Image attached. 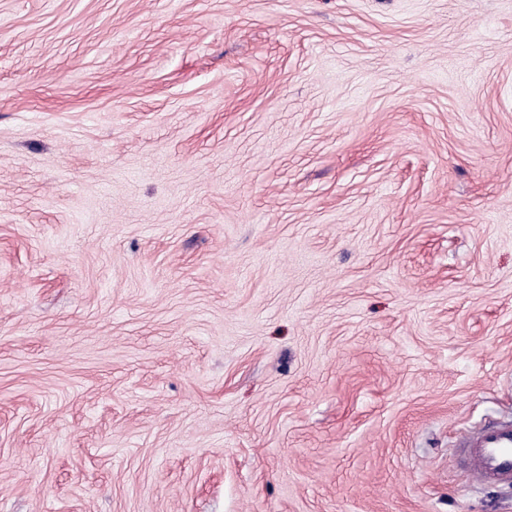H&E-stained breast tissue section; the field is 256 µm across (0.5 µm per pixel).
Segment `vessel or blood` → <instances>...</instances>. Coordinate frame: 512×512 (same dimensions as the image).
I'll use <instances>...</instances> for the list:
<instances>
[{
  "label": "vessel or blood",
  "mask_w": 512,
  "mask_h": 512,
  "mask_svg": "<svg viewBox=\"0 0 512 512\" xmlns=\"http://www.w3.org/2000/svg\"><path fill=\"white\" fill-rule=\"evenodd\" d=\"M461 459L485 483L512 486V422L468 432L459 442Z\"/></svg>",
  "instance_id": "obj_1"
}]
</instances>
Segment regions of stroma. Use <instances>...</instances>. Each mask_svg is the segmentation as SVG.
I'll use <instances>...</instances> for the list:
<instances>
[{
    "label": "stroma",
    "mask_w": 512,
    "mask_h": 512,
    "mask_svg": "<svg viewBox=\"0 0 512 512\" xmlns=\"http://www.w3.org/2000/svg\"><path fill=\"white\" fill-rule=\"evenodd\" d=\"M512 0H0V512H512ZM462 462L483 483L512 486V422L489 424L463 435Z\"/></svg>",
    "instance_id": "1"
}]
</instances>
